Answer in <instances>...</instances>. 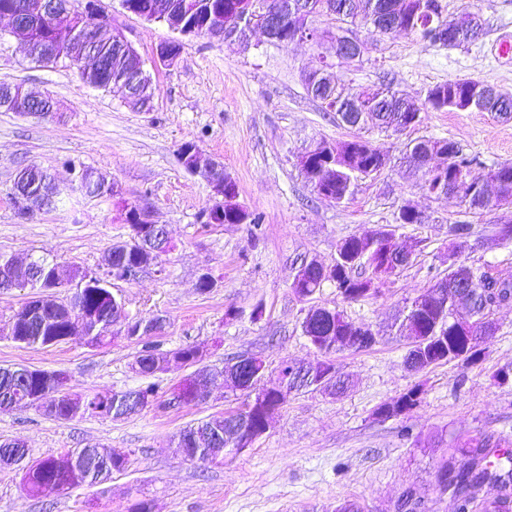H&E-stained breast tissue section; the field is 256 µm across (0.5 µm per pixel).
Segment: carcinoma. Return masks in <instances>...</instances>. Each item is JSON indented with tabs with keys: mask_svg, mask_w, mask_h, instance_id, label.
<instances>
[{
	"mask_svg": "<svg viewBox=\"0 0 512 512\" xmlns=\"http://www.w3.org/2000/svg\"><path fill=\"white\" fill-rule=\"evenodd\" d=\"M142 14L149 16L164 13H176L187 17L198 29H207L213 25H224L227 35L234 29H244L250 24L260 25L263 15L264 0H250L251 8L238 18L232 19L225 15L224 8L231 0H133ZM288 4L284 34H289L294 25H300L317 38L320 32L313 23L320 17H327L336 23V32L332 33L338 42L353 36V27L363 26L379 34H390L399 31L407 32L427 46L459 47L474 43V36L483 34V25L473 23V14L465 12L455 18L443 15L444 7L440 0H280ZM27 23L31 24L30 45L28 55L44 54L49 48L63 47L66 50L75 48L78 38L77 30L72 26H51L41 18L30 16ZM104 65L101 67L98 88L108 90L116 83L135 84L140 80L137 69L138 62L134 56L122 46L111 41L100 46ZM305 86L309 95L321 103L333 106L336 118L350 127L361 126L365 118L376 121L379 128L386 131L401 132L407 128L412 119L422 123L424 113L433 112L435 108L417 104L403 95L393 92L390 88H369L366 99L356 104L357 94L349 92L343 86L325 79L318 70L309 71L305 77ZM448 90L457 88L470 102V108L479 112H493L497 115L512 114V97L494 91V87L475 79L464 82L448 81L442 85H434L427 89L426 95H432L439 87ZM426 142L437 146L442 144L450 149L448 167L443 169L435 166L422 169L427 154L418 149V142L406 144V159L416 169L424 170L426 189L441 194L442 188L450 182V169L471 171L482 167L484 163L476 155L463 153L455 142L446 139H426ZM349 144L360 150V162L374 170L387 164L384 153L375 148L369 141L357 137ZM312 187L326 190L336 203L342 204L353 195L356 174L344 167H336L334 171L322 169L302 170ZM486 185L512 194V166L502 165L488 168L482 176ZM23 191L33 201L49 205L48 196L56 195L53 180L41 168L27 166V174ZM467 208L475 213L493 210L495 202L493 194L484 188H477L473 193L468 189L461 190ZM448 236L453 243L452 254H457L471 236V225L451 224ZM358 255L362 261L352 264L344 257L337 258V271L331 279L339 294L345 300L357 301L374 292L375 282L400 272L405 263L393 256L398 248L396 242L388 237L374 238L372 232L362 235H351L342 240ZM108 257L113 266L125 269L140 264L137 253L127 245H115L108 250ZM46 258H37L36 271L25 270L16 273V277L26 282L29 288H38L46 280ZM326 279L314 269L304 272L300 280L301 286L294 289L296 295L303 299L312 298ZM112 282L100 288H86L76 299L82 310L95 316L100 321L112 318V299L114 294ZM432 288L439 291V297L430 305L419 303L414 298L407 308L399 331L410 340V348L404 358L405 368L412 373L422 372L432 366L461 362L465 365H476L482 360L478 355L468 358L464 341L453 335L451 318L457 313H464L470 323L476 327L490 321V313L494 308L512 301V281L494 276L489 271H478L456 260L448 264V273L439 278ZM364 324L347 319L340 311L326 306H312L302 321L304 336L312 343L328 367L335 364L331 355L344 350H365L371 348L377 337L366 336L362 332ZM47 328L43 318L33 319L26 326L24 344L37 347L46 343ZM136 340L142 348L135 359L138 371L151 375L161 370L160 363L167 354L158 352L148 342V335H139ZM20 369L0 367V411H11L21 404L26 396L42 393L45 384L32 374L20 378ZM320 384L315 378H308V371L299 368L284 375L279 388L286 393L299 391H317ZM52 393V410L50 416L68 421L73 419V406L68 395L61 393L57 387L50 389ZM420 389L413 387L399 397L383 404L377 410L381 418L401 415L413 409L419 399ZM118 392L105 391L95 394L87 400L86 409L92 414L103 418L118 419L122 411L114 405ZM216 424L221 429L223 445L226 448L237 447V439L241 430L257 433L261 428L258 413L244 407L222 420L210 418L190 425L179 432L177 447L179 448H213L215 443L210 439L209 429ZM508 439L492 443L477 436H461L453 438L450 459L461 456L463 465L448 479V491L457 503L458 512H512V498L506 493L479 499L476 493L486 481L502 476H512V452L505 450ZM9 457L5 465H18L27 456V449L13 446L9 442L0 443V458ZM126 463V455L117 454L110 449L97 446H86L71 451L69 461L62 465L49 454L38 462L24 466V487L33 498H46L69 494L73 489L84 484L92 485L108 479L112 472L120 471Z\"/></svg>",
	"mask_w": 512,
	"mask_h": 512,
	"instance_id": "cac0c4a2",
	"label": "carcinoma"
}]
</instances>
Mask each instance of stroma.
I'll return each instance as SVG.
<instances>
[{
  "label": "stroma",
  "instance_id": "stroma-1",
  "mask_svg": "<svg viewBox=\"0 0 512 512\" xmlns=\"http://www.w3.org/2000/svg\"><path fill=\"white\" fill-rule=\"evenodd\" d=\"M446 14L463 10L484 20L481 38L464 47H423L412 35H379L357 29L361 56L335 59L330 42L281 45L261 31L247 44L187 38L177 64L154 65L153 51L172 39L167 26L125 12L120 0H101L145 62L156 92L153 108L140 112L116 92L81 80L69 60L50 67L32 63L25 46L4 35L0 19V83L14 82L52 97L57 118L22 119L0 112V254L46 255L65 264L96 267L129 230L109 197L87 198L71 189L77 169L91 168L117 181L124 198L166 225L171 248L162 272L149 269L130 281H113L132 318H160L152 341L163 352L205 346L200 363L213 381V396L191 407L157 404L120 419L83 414L69 421L36 408L0 412V442H23L29 460L96 444L127 456L111 479L75 488L59 498L27 496L23 472L0 466V512H128L139 499L151 512H333L351 500L363 512H401L403 501L420 512H455L436 475L449 453L451 435L512 436V384L493 372L512 363V303L494 308L497 329L483 345L481 363L457 362L408 372L409 341L394 323L413 298L448 270V227L468 224L472 235L461 256L471 267L512 279V246L495 237L497 213L470 212L456 195H429L421 175L401 161L417 138H445L486 165L512 164V120L486 112L428 113L418 127L397 134L373 126L357 130L323 112L308 95L304 73L319 56L334 58L336 78L349 88L388 86L416 101L428 87L473 78L512 95V0H441ZM362 137L388 154L384 170L357 179L349 201L318 198L303 177L298 158L311 141ZM196 145L203 161L220 163L238 184L239 201L259 214V225L208 224L209 188L180 159L184 144ZM34 164L47 170L68 196L21 219L13 203L16 170ZM423 215L419 224H396L403 204ZM397 225L399 244L417 243L411 263L377 283L368 298L347 302L325 284L314 302L291 288L297 259L328 262L344 238ZM211 272L209 291L197 287ZM27 288L0 289V367L61 371L70 393L126 391L156 385L160 396L183 370L142 376L130 364L140 343L107 330L104 344L67 343L31 348L12 341L8 324L30 297ZM340 310L369 324L377 342L362 351L334 354L337 371L351 388L340 396L318 392L286 397L269 431L250 448L220 463H201L177 453L175 439L186 426L237 409L240 393L224 384V363L258 355L270 365L317 359L302 334L310 304ZM234 317H227V309ZM424 392L411 412L388 419L376 410L415 384Z\"/></svg>",
  "mask_w": 512,
  "mask_h": 512
}]
</instances>
